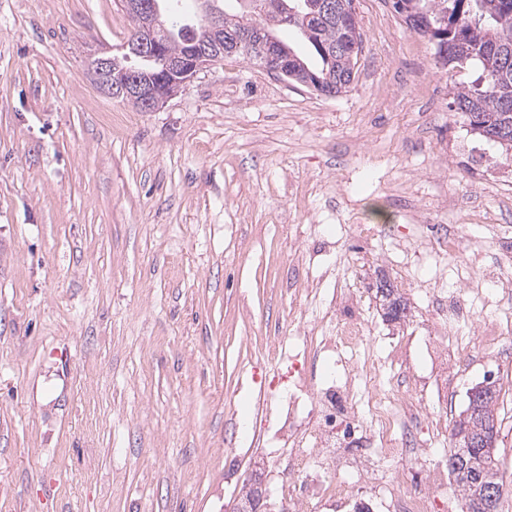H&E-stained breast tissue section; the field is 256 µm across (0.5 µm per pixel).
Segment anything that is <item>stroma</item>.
I'll return each mask as SVG.
<instances>
[{"label": "stroma", "mask_w": 512, "mask_h": 512, "mask_svg": "<svg viewBox=\"0 0 512 512\" xmlns=\"http://www.w3.org/2000/svg\"><path fill=\"white\" fill-rule=\"evenodd\" d=\"M362 32L347 92L320 96L240 56L144 112L91 78L132 25L122 0H0V512H230L240 479L277 478L282 449L243 431L258 375L279 403L270 339L349 288L376 350L412 337L406 394L430 370L426 284L491 291L512 306V155L453 107L435 46L391 0H355ZM485 220L476 224L474 213ZM456 257H416L452 233ZM387 276L409 306L388 324ZM474 327L448 366L447 407L501 384L512 340ZM498 464L512 512V404H498Z\"/></svg>", "instance_id": "obj_1"}]
</instances>
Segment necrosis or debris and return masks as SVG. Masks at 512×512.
I'll use <instances>...</instances> for the list:
<instances>
[{
  "label": "necrosis or debris",
  "instance_id": "obj_1",
  "mask_svg": "<svg viewBox=\"0 0 512 512\" xmlns=\"http://www.w3.org/2000/svg\"><path fill=\"white\" fill-rule=\"evenodd\" d=\"M439 316L438 347L433 355L447 362L470 349L469 337L460 327L476 321L473 310L451 291H432ZM361 318H330L318 335H310L305 327H297L293 337H278L266 347L269 357L279 360L286 354L288 340H295L304 355H334L331 375L314 383L291 362L292 392L289 396L279 431L287 450L285 466L280 473L275 498L283 512H318L320 507L338 508L352 499L357 485L378 486L379 500L388 501L391 512H435V504L448 491V466L433 462L436 451L445 449L448 425L437 419L427 437H420L421 407L413 399L377 397L372 412H364L357 395L361 376L349 369L348 352L364 339ZM344 412L349 423L361 427L365 445L381 460L401 462L410 456L426 460V485L417 489L394 479L381 482L377 470L363 460H340L336 457V414Z\"/></svg>",
  "mask_w": 512,
  "mask_h": 512
}]
</instances>
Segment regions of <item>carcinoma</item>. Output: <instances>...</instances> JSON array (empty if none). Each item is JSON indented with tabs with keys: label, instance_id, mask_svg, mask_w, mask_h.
I'll use <instances>...</instances> for the list:
<instances>
[{
	"label": "carcinoma",
	"instance_id": "carcinoma-1",
	"mask_svg": "<svg viewBox=\"0 0 512 512\" xmlns=\"http://www.w3.org/2000/svg\"><path fill=\"white\" fill-rule=\"evenodd\" d=\"M225 0L224 33L249 27L274 33L287 59L281 74L290 83L307 85L320 95L346 91L357 73L362 34L357 25L312 17L320 0H241L245 10ZM398 13L416 26H424L443 67L454 71L475 66L477 78L454 85L456 108L477 135L512 149V0H394ZM158 37L171 56L182 54L192 39L187 25L173 17L161 18ZM297 34L307 52L282 37ZM116 72L124 70L165 76L163 57H138L131 64L126 55L112 56ZM484 474L489 484L503 485L493 448H453L448 472L454 476L466 512H475L480 487L467 481L466 472Z\"/></svg>",
	"mask_w": 512,
	"mask_h": 512
}]
</instances>
